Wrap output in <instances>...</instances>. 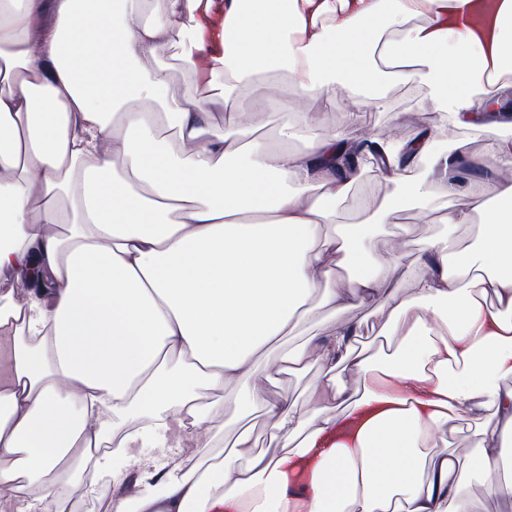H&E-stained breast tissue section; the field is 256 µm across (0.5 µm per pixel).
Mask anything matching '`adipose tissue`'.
Returning <instances> with one entry per match:
<instances>
[{
	"instance_id": "1",
	"label": "adipose tissue",
	"mask_w": 512,
	"mask_h": 512,
	"mask_svg": "<svg viewBox=\"0 0 512 512\" xmlns=\"http://www.w3.org/2000/svg\"><path fill=\"white\" fill-rule=\"evenodd\" d=\"M172 44L194 95L169 87ZM278 71L271 96L314 131L299 152L244 140L260 117L238 90ZM388 79L437 119L373 170L306 100L344 95L353 124L387 111ZM489 118L512 124V0H0V276L39 285L0 295V512H76L75 469L112 478V512H472L465 474L496 470L512 429V179L489 204L461 179L464 143L442 145ZM410 153L447 179L445 222L481 229L462 264L429 238L401 297L402 257H374L369 232L392 195L334 221L366 172L395 182ZM315 298L335 314L381 302L389 352L358 349L343 321L263 364ZM313 352L304 412L264 382ZM233 384L278 452H252L244 429L197 477L135 456L210 447L224 404L202 393ZM470 414L478 448L434 454ZM131 471L161 492L124 495Z\"/></svg>"
}]
</instances>
